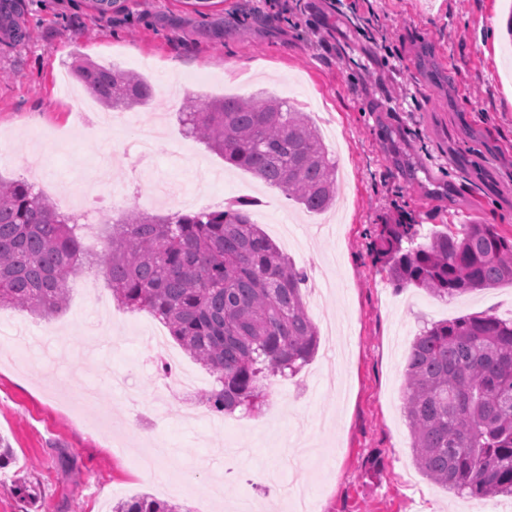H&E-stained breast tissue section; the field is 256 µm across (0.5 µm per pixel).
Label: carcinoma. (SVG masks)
Instances as JSON below:
<instances>
[{"label":"carcinoma","instance_id":"1","mask_svg":"<svg viewBox=\"0 0 512 512\" xmlns=\"http://www.w3.org/2000/svg\"><path fill=\"white\" fill-rule=\"evenodd\" d=\"M17 0H0V30L19 39ZM73 75L104 107L131 110L153 97L138 74L81 60ZM186 134L312 213L336 197V159L309 115L287 100H188ZM254 201L219 210L132 215L111 225L106 272L115 300L146 310L215 377L211 411H256L269 382L314 356L318 330L302 289L309 279L250 216ZM82 225L26 181L0 179V310L51 316L67 303L69 277L86 268ZM375 262L397 288L440 298L512 284V235L497 225L383 224ZM404 409L414 461L431 482L469 498L512 497V319L465 315L416 336L406 359ZM113 512H184L150 495Z\"/></svg>","mask_w":512,"mask_h":512}]
</instances>
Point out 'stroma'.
Masks as SVG:
<instances>
[{
  "mask_svg": "<svg viewBox=\"0 0 512 512\" xmlns=\"http://www.w3.org/2000/svg\"><path fill=\"white\" fill-rule=\"evenodd\" d=\"M506 0H218L196 13L186 0H127L101 14L89 0H22L20 42L0 33V178L52 179L49 199L66 210L77 184L98 183L93 162L116 151L111 223L135 212L165 215L199 171L214 174L200 205L257 199L252 220L278 239L281 222L307 241L290 252L321 300L305 295L321 349L289 377L285 404L269 400L245 421L188 422L179 401L160 400L161 373L142 336L164 324L112 301L103 270L70 278L66 308L49 317L0 311V436L14 462L0 471V512H22L16 488L33 485L37 512H111L139 494L189 512H230L265 495V474L282 470L321 493L322 512H460L462 497L430 483L414 465L403 417L406 358L415 336L438 320L486 313L512 318V284L450 300L394 288L373 258L380 224L401 209L422 234L474 219L512 235V63L503 53ZM84 58L131 70L152 86L144 106L112 115L69 111L60 70ZM292 86L311 107L338 167L336 209L309 213L280 189L183 134L184 100L281 94ZM157 137L151 155L132 147ZM166 183L171 197L143 192ZM38 328L43 343L72 348L52 378L2 345L16 327ZM128 376L137 403L113 392L101 363ZM94 385L106 421L77 413L70 395ZM173 454L154 470L131 466L149 439ZM250 448L239 476L225 477L223 449Z\"/></svg>",
  "mask_w": 512,
  "mask_h": 512,
  "instance_id": "1",
  "label": "stroma"
}]
</instances>
